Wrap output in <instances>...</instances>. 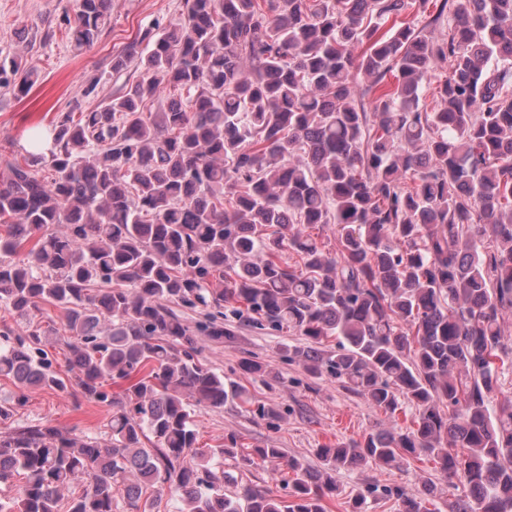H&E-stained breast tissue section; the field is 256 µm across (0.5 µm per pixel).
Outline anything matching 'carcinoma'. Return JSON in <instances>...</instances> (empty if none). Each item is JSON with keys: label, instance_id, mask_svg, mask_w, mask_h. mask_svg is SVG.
<instances>
[{"label": "carcinoma", "instance_id": "cac0c4a2", "mask_svg": "<svg viewBox=\"0 0 512 512\" xmlns=\"http://www.w3.org/2000/svg\"><path fill=\"white\" fill-rule=\"evenodd\" d=\"M184 0V20L137 33L112 71L144 74L109 104L53 122L48 155L7 161L0 181V423L49 388L109 407L106 442L49 422L0 432V512H327L339 478L436 463L415 491L366 483L345 512L394 500L449 512H512V399L492 407L512 358V0ZM110 0H78L70 39L91 48ZM363 50H358V47ZM34 71L0 62L24 95ZM175 88L157 112L145 103ZM433 89L436 107L420 105ZM49 175H42L44 169ZM336 232L325 250L310 227ZM64 311L59 377L36 322ZM239 325L299 336L284 357L364 397L389 424L284 460L238 435L198 443L196 409L239 405L199 337ZM336 340V348L328 346ZM272 377L266 363L240 362ZM123 383L113 394L104 381ZM413 426L394 422L403 404ZM286 466L288 498L224 470Z\"/></svg>", "mask_w": 512, "mask_h": 512}]
</instances>
